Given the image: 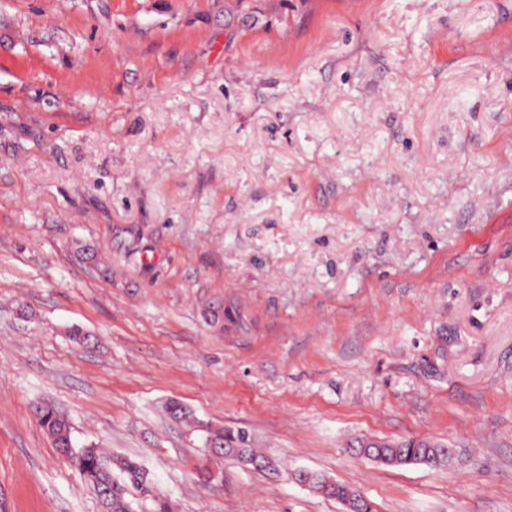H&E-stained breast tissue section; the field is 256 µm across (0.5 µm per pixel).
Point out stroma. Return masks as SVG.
I'll return each instance as SVG.
<instances>
[{"label": "stroma", "mask_w": 512, "mask_h": 512, "mask_svg": "<svg viewBox=\"0 0 512 512\" xmlns=\"http://www.w3.org/2000/svg\"><path fill=\"white\" fill-rule=\"evenodd\" d=\"M43 402L174 512H512V0H0V512H99ZM166 410L174 420L195 426L198 430L205 433L206 439L211 440L220 447L213 448L210 442L205 440V448L208 449L210 454V448H212V456L215 458L224 459V457H232L243 465L246 460H251V463L246 464L249 467L276 470L275 460L259 450V448H253L249 433L245 430H224V428L204 423L196 418L191 413V410L179 401H170L166 406ZM378 440L381 448H378L375 440L369 438H357L351 448L358 455L383 467H399L424 462L443 466L449 465L454 456V448H422L430 444L427 439L412 437L402 441ZM310 474L312 490L320 493L321 496L336 500L345 510H348L347 512L373 511L370 501L357 490L323 474L315 472Z\"/></svg>", "instance_id": "1"}]
</instances>
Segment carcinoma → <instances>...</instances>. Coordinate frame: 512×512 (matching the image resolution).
Instances as JSON below:
<instances>
[{
	"label": "carcinoma",
	"instance_id": "1",
	"mask_svg": "<svg viewBox=\"0 0 512 512\" xmlns=\"http://www.w3.org/2000/svg\"><path fill=\"white\" fill-rule=\"evenodd\" d=\"M167 413L176 421L186 423L205 433L217 445L213 456L232 457L239 463H249L254 469H276L275 460L265 452L252 447L249 433L238 429L224 430L200 421L179 401L166 406ZM40 427L58 452L71 459L85 483L99 500L105 512H173L168 498L145 483L147 470L128 457L112 456L98 448H74L68 420L52 404L44 402L36 408ZM430 441L408 438L402 441H381L376 445L369 438L354 441V451L383 467H399L427 462L448 464V449L431 448ZM311 488L320 495L334 499L348 512H372L370 501L357 490L320 473H311ZM139 493L138 500L130 499V490Z\"/></svg>",
	"mask_w": 512,
	"mask_h": 512
}]
</instances>
